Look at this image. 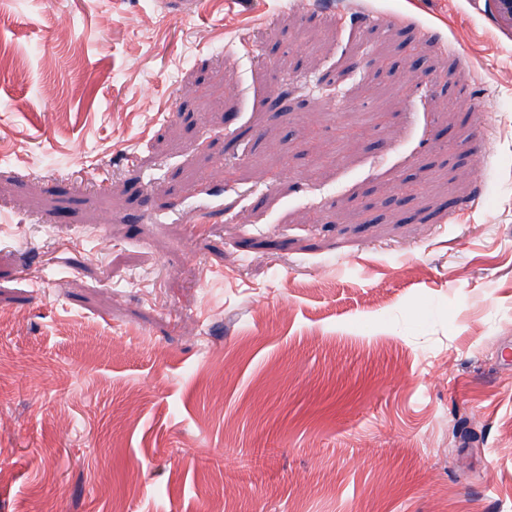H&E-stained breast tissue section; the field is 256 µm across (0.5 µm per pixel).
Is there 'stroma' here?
Instances as JSON below:
<instances>
[{"instance_id":"stroma-1","label":"stroma","mask_w":512,"mask_h":512,"mask_svg":"<svg viewBox=\"0 0 512 512\" xmlns=\"http://www.w3.org/2000/svg\"><path fill=\"white\" fill-rule=\"evenodd\" d=\"M0 512H512L487 0H0Z\"/></svg>"}]
</instances>
